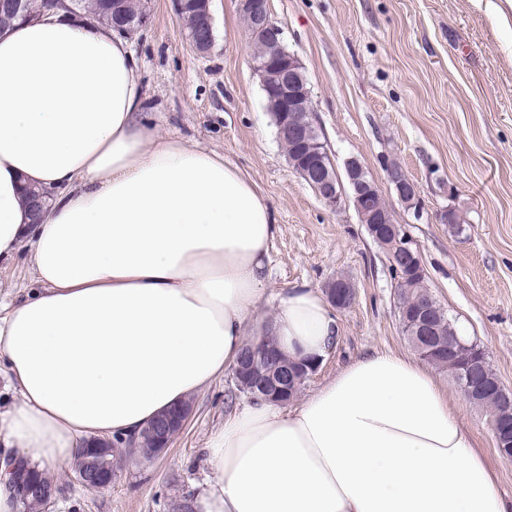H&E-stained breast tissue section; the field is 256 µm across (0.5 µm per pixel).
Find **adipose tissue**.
<instances>
[{"label": "adipose tissue", "mask_w": 512, "mask_h": 512, "mask_svg": "<svg viewBox=\"0 0 512 512\" xmlns=\"http://www.w3.org/2000/svg\"><path fill=\"white\" fill-rule=\"evenodd\" d=\"M112 29L50 11L0 33V260L34 286L0 300V367L17 401L0 446L44 469L130 437L232 368L248 328L293 357L339 334L323 295L289 289L265 325L279 227L237 165L159 135ZM49 192L33 220L25 186ZM199 512H512L431 374L367 352L288 410L231 412L207 448Z\"/></svg>", "instance_id": "adipose-tissue-1"}]
</instances>
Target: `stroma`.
Listing matches in <instances>:
<instances>
[{"instance_id":"stroma-1","label":"stroma","mask_w":512,"mask_h":512,"mask_svg":"<svg viewBox=\"0 0 512 512\" xmlns=\"http://www.w3.org/2000/svg\"><path fill=\"white\" fill-rule=\"evenodd\" d=\"M131 45L156 131L224 155L265 191L280 231L267 257L268 320L293 287L356 290L338 314L340 334L307 390L367 351L412 354L399 321L394 274L352 204L333 210L288 162L277 137L237 0H213L216 43L190 46L173 0H147ZM286 47L305 66L315 122L336 171L356 159L421 255L432 296L455 327L488 353L512 390V5L507 0H269ZM416 187L402 203L385 166ZM455 210L460 221L445 224ZM498 491L512 498V462L501 459L489 411L470 404L451 374L434 369ZM234 387L224 375L191 397L192 414L166 453L126 457L110 487L90 490L72 462L51 467L61 492L52 512H178L213 479L206 446L224 424Z\"/></svg>"}]
</instances>
